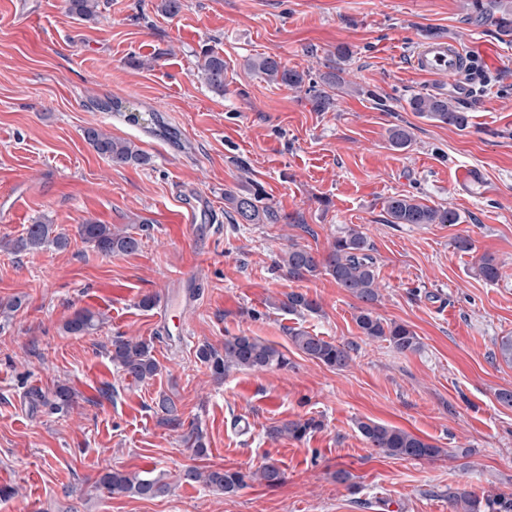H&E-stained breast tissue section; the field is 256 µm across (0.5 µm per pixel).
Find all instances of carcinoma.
<instances>
[{"mask_svg":"<svg viewBox=\"0 0 512 512\" xmlns=\"http://www.w3.org/2000/svg\"><path fill=\"white\" fill-rule=\"evenodd\" d=\"M99 0H65L66 11L78 20H91L98 14ZM250 70L261 74L263 78L276 86L300 88L305 84V74L284 65L274 56H258L246 62ZM224 57L203 50L197 67V77L212 91L224 93ZM411 111L420 116L442 124L464 130L469 125V115L454 105L448 98L435 95L415 94L408 100ZM84 138L93 150L114 165H150L151 157L133 142L117 139L104 131L88 127ZM388 141L396 150L406 149L412 134L401 126L389 130ZM227 201L233 211L245 224H267L278 220V216L269 205L261 204L258 192L241 194L230 193ZM385 210L391 224H459L461 215L450 206H429L407 194H395L385 202ZM78 236L99 253H130L138 249L139 240L129 233L112 230L110 224L88 222L78 227ZM69 239L63 233H54L51 224H31L25 234L15 239L0 240V249L12 253H30L47 247L64 249ZM373 245L368 237L357 228L349 227L336 236L330 249L320 255L307 248L291 244L279 257V266L294 279L314 277L324 271L336 282L337 287L354 295L362 306L355 317L356 324L363 336L372 340H383L398 352H417L422 343L419 336L406 324L386 322L373 310L379 298L376 259L372 255ZM479 272L484 280L495 282L500 277V267L495 259L484 256L480 260ZM280 309L290 313L319 311L317 302L300 292H291L280 302ZM104 314L89 309L76 311L67 321L65 330L72 336H90L101 328ZM289 340L306 357L329 368L342 370L352 360V348L342 343L327 340L306 330L288 331ZM112 363L126 376L136 382L152 379L158 371V363L153 355V346L142 339L115 336L111 347L107 349ZM198 359L207 364L214 375L221 377L230 369L263 371L288 365V359L274 346L265 341L247 335L230 336L224 339V351L220 352L208 345L197 351ZM75 393L66 384H59L49 401L53 411H64L74 403ZM159 408L167 416V422L184 426L176 404L168 397H162ZM322 428V422L314 417L308 419L284 421L273 426L269 434L273 437L286 436L302 441ZM357 428L369 445L382 454L397 458L432 459L440 454V448L425 439L403 429L391 427L372 420L359 421ZM187 447L195 454L206 452L203 432L193 427L184 436ZM283 473L276 461L269 459L255 470H226L224 468L201 471L188 468L182 478L187 482H202L207 487L225 494H233L251 482L259 481L275 486L282 480ZM99 490L108 495L135 494L143 498H159L167 495L171 484L164 475L147 476L136 472L110 469L96 480ZM450 512H512V499L486 498L481 500L468 493L448 495Z\"/></svg>","mask_w":512,"mask_h":512,"instance_id":"1","label":"carcinoma"}]
</instances>
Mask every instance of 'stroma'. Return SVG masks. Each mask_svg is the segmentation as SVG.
Masks as SVG:
<instances>
[{"label": "stroma", "mask_w": 512, "mask_h": 512, "mask_svg": "<svg viewBox=\"0 0 512 512\" xmlns=\"http://www.w3.org/2000/svg\"><path fill=\"white\" fill-rule=\"evenodd\" d=\"M488 1L183 0L170 18L159 0H100L97 17L80 21L64 0H0V239L39 221L70 239L63 250H0V302L22 301L0 316V491H12L0 495V512H449L452 493L512 497V408L495 398L512 389L497 348L512 336V26L486 20ZM434 39L466 51L465 93L411 69V51ZM204 48L224 58L223 93L196 77ZM266 55L314 81L339 61L346 84L330 88L328 111H315L308 94L245 68ZM415 94L455 98L469 127L417 116ZM106 97L157 112L181 147L91 106ZM396 125L412 133L406 150L388 144ZM88 127L133 141L151 165L111 164L86 143ZM468 166L484 173L475 196L455 187ZM248 189L261 191L278 223L230 222L225 193ZM395 194L453 207L463 221L387 223L384 202ZM190 204L206 213L194 228L184 220ZM89 221L124 229L138 251L99 254L77 234ZM355 226L374 246L375 313L409 325L420 351L363 336L359 300L330 275L277 269L288 244L321 254ZM459 237L471 251L455 249ZM486 255L500 266L493 283L477 271ZM186 273L195 301L182 334L159 327L141 301ZM293 291L320 312L278 309ZM82 308L106 321L94 335H69L64 325ZM292 328L350 345V365L306 358ZM241 334L278 348L288 368L219 378L197 358L200 345L220 350ZM117 335L152 341V380L135 383L112 364L106 347ZM60 382L76 394L68 412L34 401ZM163 394L183 427L168 425ZM311 416L324 426L304 441L267 435ZM367 419L441 453L377 452L356 428ZM188 423L204 433V456L183 440ZM269 459L284 473L273 487L222 494L179 480L189 466L249 470ZM112 468L166 474L172 490L103 494L95 481ZM340 469L348 482H337Z\"/></svg>", "instance_id": "obj_1"}]
</instances>
